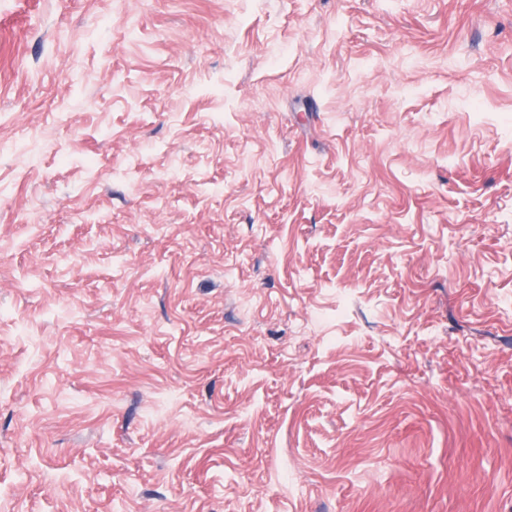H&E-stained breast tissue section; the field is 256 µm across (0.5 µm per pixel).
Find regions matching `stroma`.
<instances>
[{
	"label": "stroma",
	"mask_w": 512,
	"mask_h": 512,
	"mask_svg": "<svg viewBox=\"0 0 512 512\" xmlns=\"http://www.w3.org/2000/svg\"><path fill=\"white\" fill-rule=\"evenodd\" d=\"M512 0H0V512H512Z\"/></svg>",
	"instance_id": "stroma-1"
}]
</instances>
